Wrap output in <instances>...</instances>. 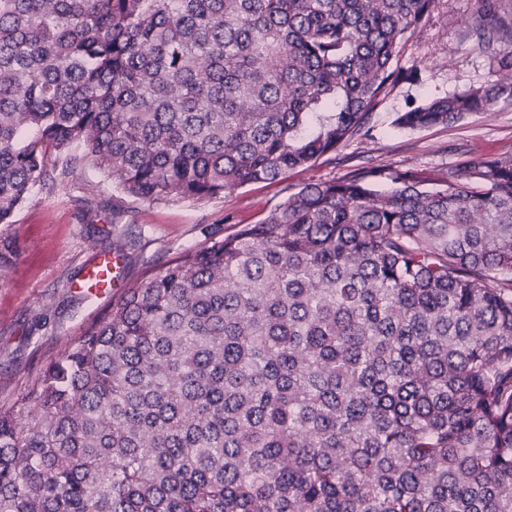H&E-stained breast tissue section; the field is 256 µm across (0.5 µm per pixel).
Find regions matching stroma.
Here are the masks:
<instances>
[{
	"label": "stroma",
	"mask_w": 512,
	"mask_h": 512,
	"mask_svg": "<svg viewBox=\"0 0 512 512\" xmlns=\"http://www.w3.org/2000/svg\"><path fill=\"white\" fill-rule=\"evenodd\" d=\"M477 0H435L395 65L402 79L375 109L370 135L276 182L245 185L206 200L146 201L117 189L87 167L29 190L0 239L14 262L0 269V403L16 400L30 379L61 356L125 288L156 275L170 260L251 224L285 200L290 189L340 177L357 168L391 166L445 173L461 155L512 156V98L488 113L421 130L397 127V113L428 100L460 94L494 78L491 51L468 35ZM120 252L111 293L73 289L103 252Z\"/></svg>",
	"instance_id": "35a3bbf8"
}]
</instances>
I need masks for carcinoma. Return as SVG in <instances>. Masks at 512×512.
Masks as SVG:
<instances>
[{
    "instance_id": "1",
    "label": "carcinoma",
    "mask_w": 512,
    "mask_h": 512,
    "mask_svg": "<svg viewBox=\"0 0 512 512\" xmlns=\"http://www.w3.org/2000/svg\"><path fill=\"white\" fill-rule=\"evenodd\" d=\"M434 2L0 0V224L86 165L149 201L313 166ZM506 5L498 78L397 125L512 95ZM0 512H512V156L307 184L126 289L0 405Z\"/></svg>"
}]
</instances>
